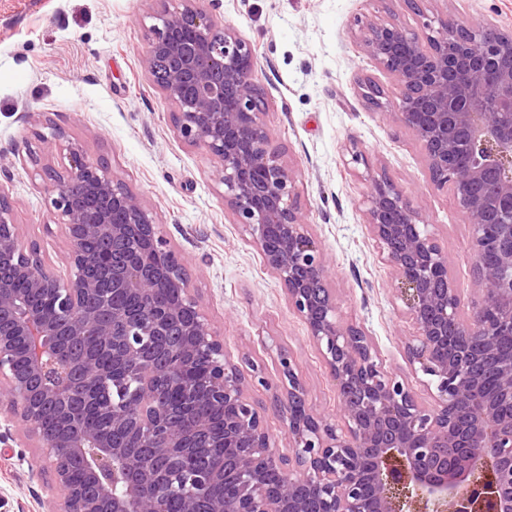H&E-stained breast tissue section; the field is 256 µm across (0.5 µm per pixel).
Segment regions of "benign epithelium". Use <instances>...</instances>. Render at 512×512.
<instances>
[{
	"label": "benign epithelium",
	"instance_id": "7a95c632",
	"mask_svg": "<svg viewBox=\"0 0 512 512\" xmlns=\"http://www.w3.org/2000/svg\"><path fill=\"white\" fill-rule=\"evenodd\" d=\"M153 15L143 67L175 108L180 137L216 163L224 204L257 247L319 349L339 419L313 408L292 357L280 359L270 407L248 394L249 357L231 361L191 293L184 260L153 213L108 166L70 150L63 173L45 171L67 246L60 275L25 244L0 184V394L41 448L38 472L58 491L51 512H512V29L445 14L419 37L376 23L362 42L397 81L394 119L424 150L429 179L452 188L475 259L468 296L448 270V249L424 224L417 196L386 174L370 177L367 224L414 327L409 365L434 388L423 404L388 369L365 329L342 317L328 269L295 197V171L264 121L256 48L221 28L199 0ZM97 240L99 253L86 249ZM494 261L485 262L488 252ZM118 291L138 299L117 308ZM54 298V308L32 303ZM26 370L18 372V350ZM126 364L116 381L105 354ZM209 365L205 393L188 408L224 412V498L218 474L196 468L173 426L169 396L190 389L188 360ZM71 427L48 435L41 414ZM288 435L273 447L267 413ZM83 463L87 484L70 478Z\"/></svg>",
	"mask_w": 512,
	"mask_h": 512
}]
</instances>
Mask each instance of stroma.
<instances>
[{
	"instance_id": "35a3bbf8",
	"label": "stroma",
	"mask_w": 512,
	"mask_h": 512,
	"mask_svg": "<svg viewBox=\"0 0 512 512\" xmlns=\"http://www.w3.org/2000/svg\"><path fill=\"white\" fill-rule=\"evenodd\" d=\"M178 0H0V182L12 217L46 261L62 265L45 168L65 171L69 149L107 162L150 209L170 248L180 252L190 286L231 358L249 353L261 373L249 394L269 404L279 357L291 353L314 408L336 413V392L303 323L242 225L224 206V187L203 149L188 145L174 110L142 66L153 15ZM449 14L512 29V0H221L220 24L257 50L255 77L268 101L264 119L296 172L297 201L328 267V286L344 318L363 325L386 366L409 375L404 340L413 332L395 277L366 218L369 175L385 173L410 187L423 218L448 248L461 287L472 284L475 259L468 221L453 192L429 180L414 134L397 124L394 78L360 39L373 23L420 34L425 18ZM372 79L381 107L358 87ZM360 150L365 163L351 160ZM39 449L14 422L0 443V512H50L51 481L31 478Z\"/></svg>"
}]
</instances>
